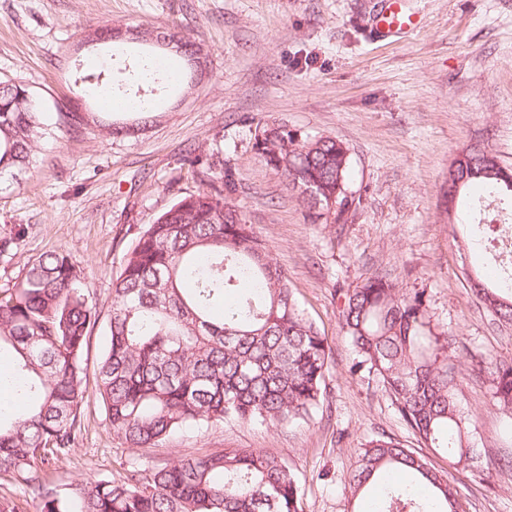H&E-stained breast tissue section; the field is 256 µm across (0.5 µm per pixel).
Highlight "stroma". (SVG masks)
Instances as JSON below:
<instances>
[{
	"label": "stroma",
	"instance_id": "obj_1",
	"mask_svg": "<svg viewBox=\"0 0 512 512\" xmlns=\"http://www.w3.org/2000/svg\"><path fill=\"white\" fill-rule=\"evenodd\" d=\"M380 0H0V81L25 84L48 130L33 168L0 186V289L28 262L59 250L84 268L98 313L85 350L87 387L107 341L112 282L146 224L212 173L187 154L223 161L238 181L233 202L285 271L299 310L331 348L325 400L286 426L227 420L189 425L150 448H130L89 397L66 459L36 469L65 488L153 469L180 457L253 448L281 459L303 512H368L349 479L366 441L386 434L425 457L456 488L459 512H512V420L491 402L487 358L512 359L502 326L471 291L496 285L488 252L470 244L473 213L444 212L448 166L479 144L512 166V0H401L419 22L378 32ZM117 24L182 32L206 54L196 86L136 76L142 51L112 62V91L156 105L153 122L107 111L85 46L86 30ZM79 101L81 111L70 109ZM286 123L349 149L348 190L361 204L344 224H309L298 194L254 153L250 126ZM127 122L131 131L109 134ZM424 291L435 324L451 331L459 405L472 422L473 469L457 471L402 420L375 377L354 374L338 320L341 298L366 277Z\"/></svg>",
	"mask_w": 512,
	"mask_h": 512
}]
</instances>
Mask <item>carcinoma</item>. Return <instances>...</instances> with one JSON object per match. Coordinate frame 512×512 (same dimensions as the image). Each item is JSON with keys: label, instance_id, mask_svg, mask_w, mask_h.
Listing matches in <instances>:
<instances>
[{"label": "carcinoma", "instance_id": "1", "mask_svg": "<svg viewBox=\"0 0 512 512\" xmlns=\"http://www.w3.org/2000/svg\"><path fill=\"white\" fill-rule=\"evenodd\" d=\"M272 140L252 149L298 192L311 224L329 223L328 197L345 224L360 204L348 192L349 149L333 137L310 139L285 123H265ZM46 123L20 82L0 88V181L33 165ZM476 185L494 197L512 193L497 157L480 146L448 176V195ZM316 186V196L304 188ZM233 170L213 172L205 188L157 216L126 252L112 283L108 345L97 372L96 397L114 434L130 448L152 446L190 424L306 420L324 399L330 349L300 312L288 278L232 202ZM473 293L500 320L512 322V290ZM98 320L84 270L49 251L0 290V351L13 357L7 378L29 403L0 411V482L19 484L40 512H302L288 467L265 452L239 448L184 457L119 479L64 489L37 475L35 461H58L77 440L88 398L84 353ZM339 320L350 338L353 371L374 375L403 420L454 469L471 467V422L458 401L459 373L448 364V332L432 324L428 300L380 276L343 296ZM492 400L512 419V360H489ZM388 472L412 477L385 484L380 512L402 508L458 512L457 491L428 461L394 438L365 444L353 492Z\"/></svg>", "mask_w": 512, "mask_h": 512}]
</instances>
